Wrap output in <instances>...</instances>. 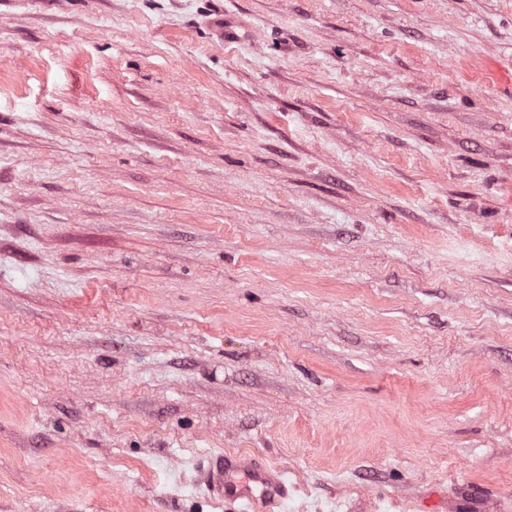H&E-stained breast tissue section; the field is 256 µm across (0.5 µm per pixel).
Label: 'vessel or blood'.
Here are the masks:
<instances>
[{"label":"vessel or blood","mask_w":512,"mask_h":512,"mask_svg":"<svg viewBox=\"0 0 512 512\" xmlns=\"http://www.w3.org/2000/svg\"><path fill=\"white\" fill-rule=\"evenodd\" d=\"M204 482L213 495L244 499L254 506L270 504L287 495L284 473L269 470L249 457L221 454L211 457Z\"/></svg>","instance_id":"obj_1"}]
</instances>
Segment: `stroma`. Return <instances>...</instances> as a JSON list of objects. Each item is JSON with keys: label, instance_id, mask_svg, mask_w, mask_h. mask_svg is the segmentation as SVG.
Instances as JSON below:
<instances>
[{"label": "stroma", "instance_id": "1", "mask_svg": "<svg viewBox=\"0 0 512 512\" xmlns=\"http://www.w3.org/2000/svg\"><path fill=\"white\" fill-rule=\"evenodd\" d=\"M217 453L512 512V0H0V512Z\"/></svg>", "mask_w": 512, "mask_h": 512}]
</instances>
